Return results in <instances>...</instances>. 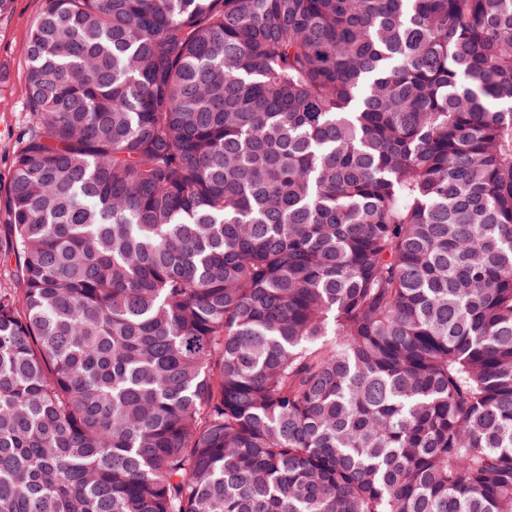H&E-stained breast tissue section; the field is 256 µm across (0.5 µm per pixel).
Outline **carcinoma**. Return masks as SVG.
I'll list each match as a JSON object with an SVG mask.
<instances>
[{"label": "carcinoma", "mask_w": 512, "mask_h": 512, "mask_svg": "<svg viewBox=\"0 0 512 512\" xmlns=\"http://www.w3.org/2000/svg\"><path fill=\"white\" fill-rule=\"evenodd\" d=\"M0 261V512H512V0H46Z\"/></svg>", "instance_id": "carcinoma-1"}]
</instances>
